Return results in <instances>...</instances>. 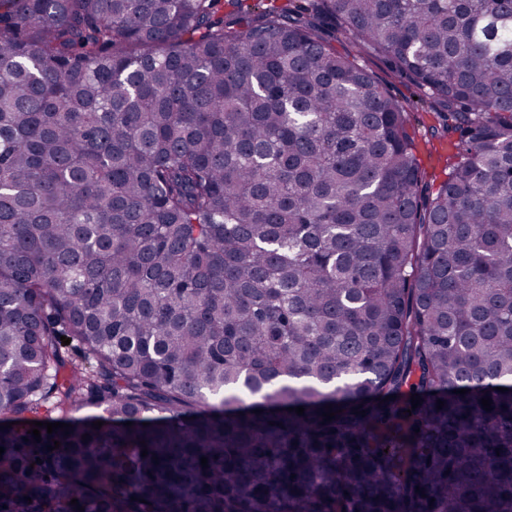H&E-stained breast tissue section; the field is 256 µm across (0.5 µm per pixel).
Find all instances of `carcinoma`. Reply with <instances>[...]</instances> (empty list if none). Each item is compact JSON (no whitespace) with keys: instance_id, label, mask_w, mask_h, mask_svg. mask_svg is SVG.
<instances>
[{"instance_id":"obj_1","label":"carcinoma","mask_w":512,"mask_h":512,"mask_svg":"<svg viewBox=\"0 0 512 512\" xmlns=\"http://www.w3.org/2000/svg\"><path fill=\"white\" fill-rule=\"evenodd\" d=\"M270 2L0 0V512H512V0ZM369 72L386 84L390 92L397 97H413L414 87L407 81L397 78L391 73L386 64L378 57H364L361 59ZM429 103L418 104L410 114V123L415 131L419 164L428 174L436 177L439 183L448 172V163L453 160L456 152L449 136H431V130L439 127V119Z\"/></svg>"}]
</instances>
